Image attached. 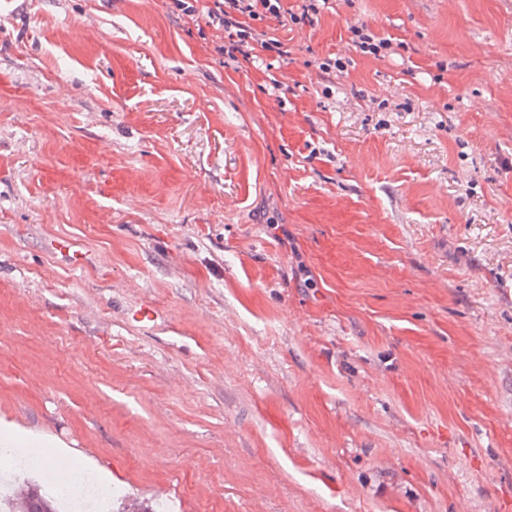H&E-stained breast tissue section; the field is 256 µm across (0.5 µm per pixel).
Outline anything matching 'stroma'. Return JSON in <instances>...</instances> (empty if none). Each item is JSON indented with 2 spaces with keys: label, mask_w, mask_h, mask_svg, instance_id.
I'll return each mask as SVG.
<instances>
[{
  "label": "stroma",
  "mask_w": 512,
  "mask_h": 512,
  "mask_svg": "<svg viewBox=\"0 0 512 512\" xmlns=\"http://www.w3.org/2000/svg\"><path fill=\"white\" fill-rule=\"evenodd\" d=\"M276 36L0 0V432L169 512H512V0ZM349 29L355 37L352 38V46L363 54L380 56L382 50H388L392 45L389 39L377 38L364 24L353 25Z\"/></svg>",
  "instance_id": "35a3bbf8"
}]
</instances>
